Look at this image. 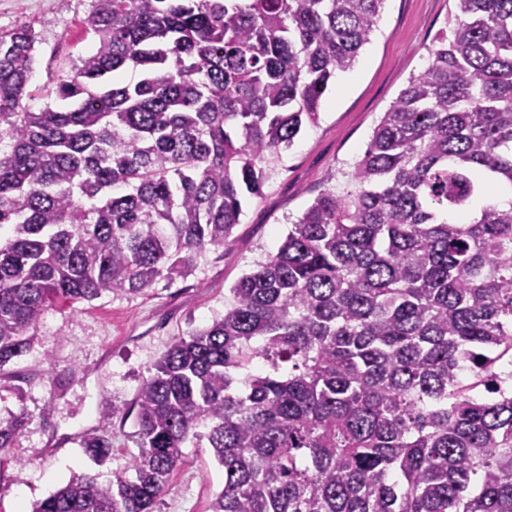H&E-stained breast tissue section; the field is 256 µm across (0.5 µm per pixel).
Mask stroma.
Returning <instances> with one entry per match:
<instances>
[{"label":"stroma","mask_w":512,"mask_h":512,"mask_svg":"<svg viewBox=\"0 0 512 512\" xmlns=\"http://www.w3.org/2000/svg\"><path fill=\"white\" fill-rule=\"evenodd\" d=\"M452 0H384L353 68L338 74L316 124L283 150L260 200L249 202L223 252H207L185 278L141 295L45 310L25 352L0 370V422L23 414V432L0 471V512H30L75 475L100 482L127 472L136 451L129 411L172 341L224 312L233 284L276 252L291 222L327 189H343L372 132L448 21ZM91 0H0V33L27 25L37 37L25 103L47 102L49 77L68 73L95 41L83 24ZM95 430L112 443L103 464L79 445ZM224 481L207 448H187L155 512H207Z\"/></svg>","instance_id":"stroma-1"}]
</instances>
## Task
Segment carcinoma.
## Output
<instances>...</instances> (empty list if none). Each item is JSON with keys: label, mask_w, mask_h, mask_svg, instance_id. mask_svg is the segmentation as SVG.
Segmentation results:
<instances>
[{"label": "carcinoma", "mask_w": 512, "mask_h": 512, "mask_svg": "<svg viewBox=\"0 0 512 512\" xmlns=\"http://www.w3.org/2000/svg\"><path fill=\"white\" fill-rule=\"evenodd\" d=\"M383 2L93 0L96 49L37 112L36 36L1 33L0 368L45 309L224 250ZM427 53L352 189L320 193L143 381L132 476L32 512H154L189 446L224 469L208 512H512V200L474 208L512 194V0H453ZM23 427L0 424V456Z\"/></svg>", "instance_id": "carcinoma-1"}]
</instances>
